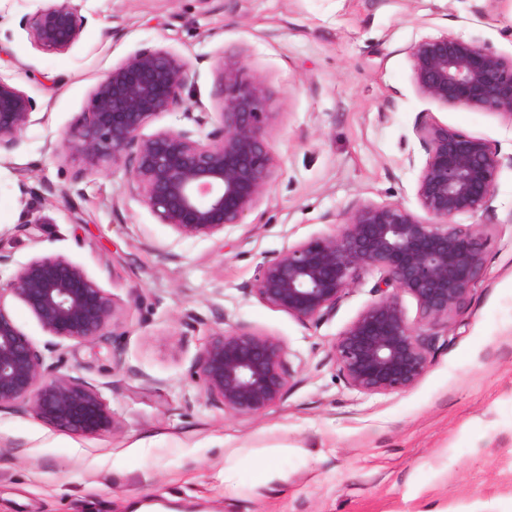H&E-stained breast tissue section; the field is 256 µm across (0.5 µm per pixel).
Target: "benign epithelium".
I'll use <instances>...</instances> for the list:
<instances>
[{
	"mask_svg": "<svg viewBox=\"0 0 512 512\" xmlns=\"http://www.w3.org/2000/svg\"><path fill=\"white\" fill-rule=\"evenodd\" d=\"M40 49L65 54L79 41L84 18L66 5L25 20ZM406 53L417 94L444 106L496 111L512 120V59L478 39L446 31L411 43ZM189 62L166 47L136 51L95 86L84 118L62 137L60 148L85 170L123 166L140 201L158 223L181 238H220L228 226L256 211L272 179L265 131L273 113L266 85L242 60L224 62L221 123L144 128L182 99ZM37 104L0 75V151L17 147L37 122ZM427 153L415 197L423 215L391 204H359L337 233L311 237L265 257L249 288L260 302L320 324L335 313L346 290L368 268L381 277L374 299L331 344L329 355L345 384L365 394L413 388L430 364L426 327L448 324L467 302L485 265L480 226L452 223L458 215L491 208L501 167L512 165L485 139L441 123L420 128ZM411 296L409 320L400 295ZM21 302L56 342L94 344L114 326L113 296L65 255L20 264L0 287V409L18 403L63 431L96 436L114 420L100 388L57 373L4 305ZM287 348L269 334L235 327L213 332L200 349L191 376L207 400L240 416H260L283 398L291 378Z\"/></svg>",
	"mask_w": 512,
	"mask_h": 512,
	"instance_id": "7a95c632",
	"label": "benign epithelium"
}]
</instances>
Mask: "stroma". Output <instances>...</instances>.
<instances>
[{
    "label": "stroma",
    "instance_id": "stroma-1",
    "mask_svg": "<svg viewBox=\"0 0 512 512\" xmlns=\"http://www.w3.org/2000/svg\"><path fill=\"white\" fill-rule=\"evenodd\" d=\"M63 2L87 20L65 54L34 47L24 17ZM441 31L512 56V0H0V74L38 105V123L0 154V249L11 265L43 254L80 264L119 307L95 346L48 341L22 303L21 330L59 374L98 386L112 431L83 437L23 408L0 411V512H512V167L492 205L457 223L484 228L487 261L466 305L434 327L429 368L405 392L344 383L332 341L371 301L361 275L335 316L314 325L247 287L266 256L339 232L359 203L416 209L426 152L418 129L442 123L512 154V120L421 98L407 47ZM163 46L190 64L183 100L145 128L219 123L225 60H244L271 95L274 174L256 213L223 238L176 235L132 194L124 169L82 171L60 154L113 65ZM193 314L191 327L182 319ZM247 327L286 345L292 378L257 417L225 413L189 378L215 330ZM278 447L248 486L251 458ZM242 466L225 479L229 457Z\"/></svg>",
    "mask_w": 512,
    "mask_h": 512
}]
</instances>
